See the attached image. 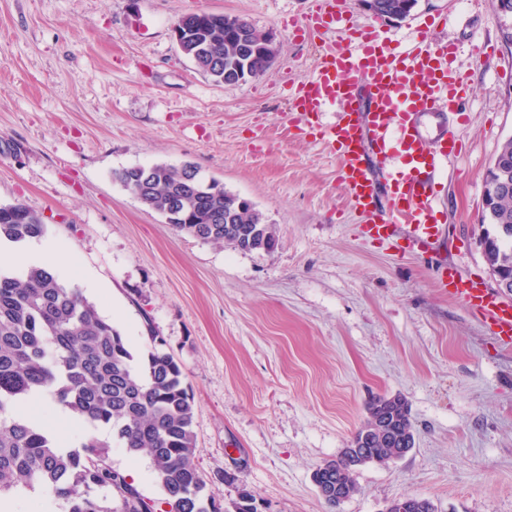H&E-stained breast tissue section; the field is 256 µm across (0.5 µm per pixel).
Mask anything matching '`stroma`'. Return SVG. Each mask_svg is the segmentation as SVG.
Here are the masks:
<instances>
[{"mask_svg":"<svg viewBox=\"0 0 512 512\" xmlns=\"http://www.w3.org/2000/svg\"><path fill=\"white\" fill-rule=\"evenodd\" d=\"M315 0H0V204L40 214L83 288L136 357L156 335L194 397L193 462L222 505L245 484L271 512H383L402 497L437 512H512V347L437 284L441 264L492 282L480 238L485 175L512 138V48L491 0H418L384 21L343 0L405 50L424 20L467 74L462 144L436 174L434 221L450 235L414 252L365 238L329 145L296 132L289 96L329 46L305 21ZM208 11L275 32L262 75L219 85L174 38ZM190 163L274 224L272 252L177 232L115 171ZM95 279L101 290L87 289ZM377 394L402 395L416 445L354 475L338 508L316 469L336 458ZM112 468L148 463L112 445ZM236 483H228V476Z\"/></svg>","mask_w":512,"mask_h":512,"instance_id":"stroma-1","label":"stroma"}]
</instances>
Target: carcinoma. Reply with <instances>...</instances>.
I'll list each match as a JSON object with an SVG mask.
<instances>
[{
  "label": "carcinoma",
  "instance_id": "carcinoma-1",
  "mask_svg": "<svg viewBox=\"0 0 512 512\" xmlns=\"http://www.w3.org/2000/svg\"><path fill=\"white\" fill-rule=\"evenodd\" d=\"M380 11L407 17L417 0H378ZM248 26L237 17L203 18L197 32L210 55L193 64L213 82L257 77L278 52L273 44L252 57L238 54L235 29ZM512 183V138L495 157ZM192 164H157L143 170L125 168L113 174L127 190L162 210L181 197L185 221L174 228L203 243L229 244L241 251L270 252L276 244L273 225L249 205L237 207L238 196L222 191L196 196L185 189ZM495 224L509 232L492 243L486 262L490 271L512 278V190L499 194L492 206ZM47 234L42 218L19 205H0V239L23 243ZM144 363L136 362L126 338L101 316L80 288L48 266L30 265L22 275L0 271V496L18 487H47L65 512H155L126 476L110 465V441L129 454L149 461L170 512H218L216 497L193 462L194 398L183 371L164 349L163 340L148 336ZM50 392L79 419L112 430V440L92 437L77 449H66L31 418L22 405ZM367 419L336 458L313 475V481H339L346 497L356 491L350 451L362 448L364 464L387 465L400 447L412 448L415 436L407 401L375 395L366 404ZM378 418H387L391 439L370 432ZM94 487L106 490L98 497ZM257 497L246 486L230 503L231 512H258Z\"/></svg>",
  "mask_w": 512,
  "mask_h": 512
}]
</instances>
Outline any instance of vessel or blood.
<instances>
[{
  "instance_id": "vessel-or-blood-1",
  "label": "vessel or blood",
  "mask_w": 512,
  "mask_h": 512,
  "mask_svg": "<svg viewBox=\"0 0 512 512\" xmlns=\"http://www.w3.org/2000/svg\"><path fill=\"white\" fill-rule=\"evenodd\" d=\"M340 3L317 0L308 24L322 34L341 30L347 44L319 57L311 75L295 87L291 109L337 153L341 181L363 219L364 235L426 251L446 235L445 227L432 221L431 180L459 146L452 139L432 150L415 116L453 112L456 98L465 92L455 46L431 42V25L422 22L415 28L417 47L395 51L376 26H352ZM328 111L334 119L326 123L322 117ZM377 168L391 181L393 205L386 213L375 206ZM439 285L484 319L502 346L512 347V299L448 266L440 272Z\"/></svg>"
}]
</instances>
